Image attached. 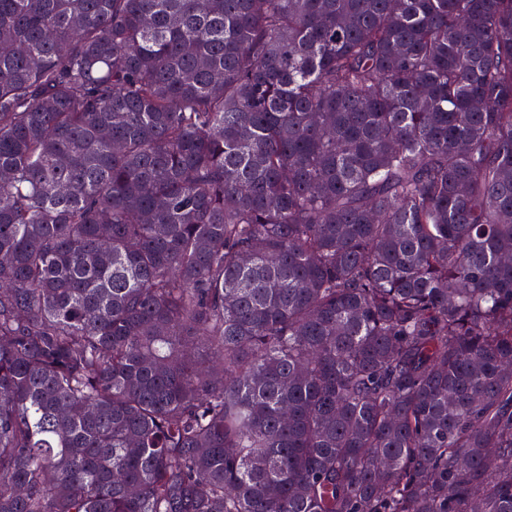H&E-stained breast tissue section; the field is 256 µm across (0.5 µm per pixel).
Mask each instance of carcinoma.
Listing matches in <instances>:
<instances>
[{"instance_id":"1","label":"carcinoma","mask_w":512,"mask_h":512,"mask_svg":"<svg viewBox=\"0 0 512 512\" xmlns=\"http://www.w3.org/2000/svg\"><path fill=\"white\" fill-rule=\"evenodd\" d=\"M0 512H512V0H0Z\"/></svg>"}]
</instances>
